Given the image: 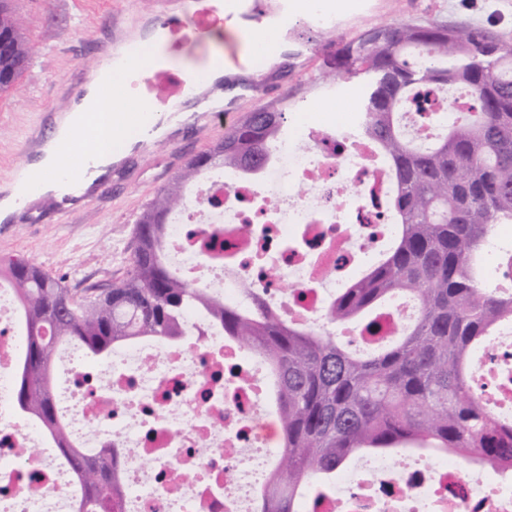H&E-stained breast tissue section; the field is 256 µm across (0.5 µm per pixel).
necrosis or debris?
<instances>
[{"mask_svg":"<svg viewBox=\"0 0 512 512\" xmlns=\"http://www.w3.org/2000/svg\"><path fill=\"white\" fill-rule=\"evenodd\" d=\"M467 101L433 93L415 115L424 136L444 129ZM389 162L359 123L325 129L294 113L269 164L251 175L214 172L171 219L176 269L225 300L258 288L291 323L321 325L357 263L377 259L396 233L387 201ZM418 313L389 299L369 334L344 325L358 345L386 343ZM186 336L140 338L103 362L78 349L58 356L62 392L78 399L72 437L87 448H121L125 512H258L280 447L266 364L234 338L189 316ZM20 315L0 288V512H72L74 484L39 427L17 412ZM476 386L493 414L512 423V319L481 352ZM416 465L366 455L341 470L317 512H512V472L451 454L417 453Z\"/></svg>","mask_w":512,"mask_h":512,"instance_id":"1","label":"necrosis or debris"}]
</instances>
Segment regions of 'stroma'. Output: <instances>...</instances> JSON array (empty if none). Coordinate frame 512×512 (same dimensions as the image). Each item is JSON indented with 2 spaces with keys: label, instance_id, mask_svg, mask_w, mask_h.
<instances>
[{
  "label": "stroma",
  "instance_id": "stroma-1",
  "mask_svg": "<svg viewBox=\"0 0 512 512\" xmlns=\"http://www.w3.org/2000/svg\"><path fill=\"white\" fill-rule=\"evenodd\" d=\"M12 8L26 24L32 54L15 86L0 94V181L33 161L29 136L43 141L51 135L58 111L83 91L108 53H124L133 40L154 37L172 10L171 0H12ZM335 15L339 26L326 29L294 12L292 0H237L223 34L206 49L187 43L168 57L178 72L223 56L218 86L199 85L221 94V117L197 112L190 99L177 117L155 113L158 138L132 145L113 163L104 189L66 214L48 198L13 223H0V259H29L71 288L115 282L130 262L144 206L245 112L275 104L292 113L311 110L325 125L348 121L360 108L363 86L355 80L331 86L323 62L376 27L408 21L467 25L512 47V0H342ZM265 26L279 28L281 44L276 57L260 61L249 37Z\"/></svg>",
  "mask_w": 512,
  "mask_h": 512
}]
</instances>
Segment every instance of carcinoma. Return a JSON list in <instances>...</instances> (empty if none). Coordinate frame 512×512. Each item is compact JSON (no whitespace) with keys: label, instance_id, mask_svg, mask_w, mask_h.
Here are the masks:
<instances>
[{"label":"carcinoma","instance_id":"carcinoma-1","mask_svg":"<svg viewBox=\"0 0 512 512\" xmlns=\"http://www.w3.org/2000/svg\"><path fill=\"white\" fill-rule=\"evenodd\" d=\"M30 54L23 21L0 0L1 92ZM328 68L364 85L360 126L392 168L397 224L381 260L332 300L328 323L355 322L370 333L376 321L365 313L395 295L417 301L415 322L390 343L353 349L320 327L283 320L248 285L243 304H228L170 265L165 242L183 187L270 159L288 108L248 112L224 133V154L192 158L147 206L132 260L108 294L70 312L77 292L62 278L22 257L0 260V279L14 288L25 319L16 405L72 469L80 486L75 512H124L116 474L123 449L73 446L50 378L59 348L101 358L140 337L175 339L193 312L264 357L274 379L282 438L258 512H298L312 487L360 454L450 452L464 462L512 464V424L493 416L470 377L475 350L512 317V285L491 288L480 272L495 225L512 223V49L482 29L408 22L345 44ZM452 86L469 103L458 121L434 138L408 132L403 116L418 94Z\"/></svg>","mask_w":512,"mask_h":512}]
</instances>
